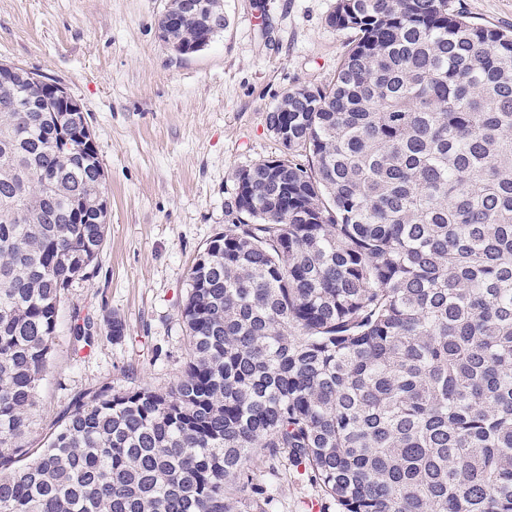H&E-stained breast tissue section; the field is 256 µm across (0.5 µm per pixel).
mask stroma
Here are the masks:
<instances>
[{
    "instance_id": "obj_1",
    "label": "stroma",
    "mask_w": 512,
    "mask_h": 512,
    "mask_svg": "<svg viewBox=\"0 0 512 512\" xmlns=\"http://www.w3.org/2000/svg\"><path fill=\"white\" fill-rule=\"evenodd\" d=\"M165 0H0V63L58 82L89 115L109 197L95 274L60 304L48 372L24 444L40 447L80 395L109 383L165 391L188 346L180 308L188 273L231 218L237 171L283 148L267 115L287 91L336 78L348 31L337 0H224L227 24L205 50L179 56L160 39ZM477 24L512 28V0H454ZM101 325L76 349L74 311ZM121 319L113 339L107 320ZM266 512H340L304 467L255 457Z\"/></svg>"
}]
</instances>
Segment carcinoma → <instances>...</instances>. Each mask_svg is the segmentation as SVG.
I'll return each instance as SVG.
<instances>
[{"label":"carcinoma","mask_w":512,"mask_h":512,"mask_svg":"<svg viewBox=\"0 0 512 512\" xmlns=\"http://www.w3.org/2000/svg\"><path fill=\"white\" fill-rule=\"evenodd\" d=\"M217 5L164 42L205 49ZM330 23L351 33L335 81L268 113L288 154L237 173L190 268L182 376L85 393L33 452L61 299L94 272L108 207L81 113L8 65L0 512H266L259 453L341 512H512V30L453 0H338ZM93 329L73 315L80 348Z\"/></svg>","instance_id":"1"}]
</instances>
